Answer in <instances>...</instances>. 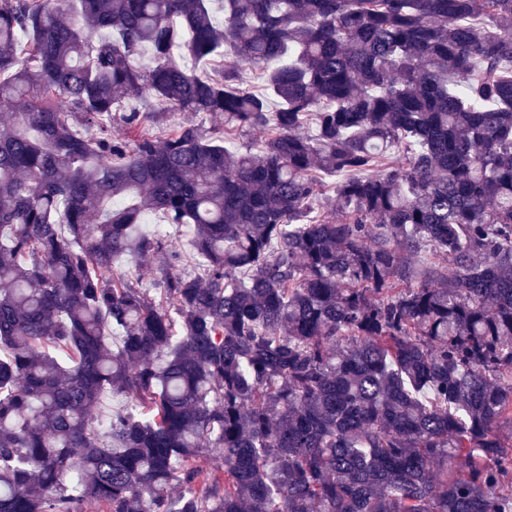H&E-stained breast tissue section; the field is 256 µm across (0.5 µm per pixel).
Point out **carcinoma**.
Returning <instances> with one entry per match:
<instances>
[{"label": "carcinoma", "mask_w": 512, "mask_h": 512, "mask_svg": "<svg viewBox=\"0 0 512 512\" xmlns=\"http://www.w3.org/2000/svg\"><path fill=\"white\" fill-rule=\"evenodd\" d=\"M510 427L512 0H0V512H512ZM167 235H172L178 240L179 246L185 258L184 265L176 268L177 271L188 274L197 272L198 267L194 263L196 256L191 243L192 235L190 234V228L183 226L180 229H176L174 227L168 226ZM160 258H155L149 262L136 261L131 257H120L114 261V269L126 274L133 281H138L142 288L149 289L151 296L156 295V286L154 285L153 271L159 264Z\"/></svg>", "instance_id": "obj_1"}]
</instances>
